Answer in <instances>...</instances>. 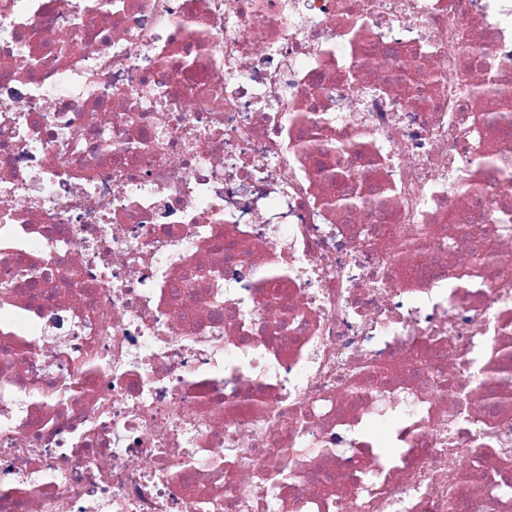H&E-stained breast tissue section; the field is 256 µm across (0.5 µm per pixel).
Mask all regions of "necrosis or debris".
Returning a JSON list of instances; mask_svg holds the SVG:
<instances>
[{
  "mask_svg": "<svg viewBox=\"0 0 512 512\" xmlns=\"http://www.w3.org/2000/svg\"><path fill=\"white\" fill-rule=\"evenodd\" d=\"M0 512H512V0H0Z\"/></svg>",
  "mask_w": 512,
  "mask_h": 512,
  "instance_id": "4bbe7bcc",
  "label": "necrosis or debris"
}]
</instances>
